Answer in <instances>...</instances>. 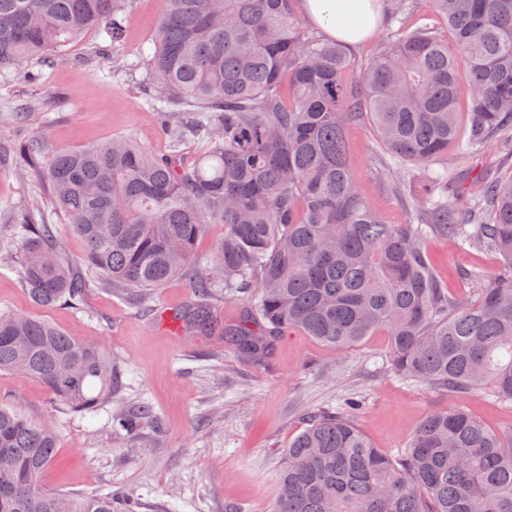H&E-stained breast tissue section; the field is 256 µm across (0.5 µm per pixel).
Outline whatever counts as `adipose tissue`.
Wrapping results in <instances>:
<instances>
[{"mask_svg":"<svg viewBox=\"0 0 512 512\" xmlns=\"http://www.w3.org/2000/svg\"><path fill=\"white\" fill-rule=\"evenodd\" d=\"M303 9L327 35L348 46L361 42L378 25L373 0H304Z\"/></svg>","mask_w":512,"mask_h":512,"instance_id":"adipose-tissue-1","label":"adipose tissue"}]
</instances>
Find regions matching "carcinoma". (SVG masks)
I'll use <instances>...</instances> for the list:
<instances>
[{"label": "carcinoma", "instance_id": "carcinoma-1", "mask_svg": "<svg viewBox=\"0 0 512 512\" xmlns=\"http://www.w3.org/2000/svg\"><path fill=\"white\" fill-rule=\"evenodd\" d=\"M126 2L0 0V73L50 67L92 29L118 52ZM299 2L163 0L149 104L172 148L189 133L201 139L192 164L132 136L52 154L30 136L0 157L50 189L47 205L0 226V255L20 260L37 309L0 311V373L43 384L56 413L112 404L119 370L110 351L44 312L83 309L100 278L147 307L190 265L198 301L173 319L224 337L242 359L269 358L293 332L343 353L383 334L395 376L512 405V178L469 167L450 181L431 168L461 137L474 158L512 127V0H429L445 31L390 32L351 82L346 46L311 32ZM361 120L405 165L407 224L387 223L362 194L346 142ZM47 206L83 243L79 260ZM210 224L224 237L200 258ZM438 237L492 248L502 264L490 279L462 273L479 288L450 296L424 248ZM218 293L246 305L242 320L218 317ZM358 407L320 411L288 442L271 512H512L511 434L457 405L385 452L355 424ZM154 420L147 405L110 413L112 430L129 437ZM60 441V423L0 401V512H136L129 498L45 489Z\"/></svg>", "mask_w": 512, "mask_h": 512}]
</instances>
